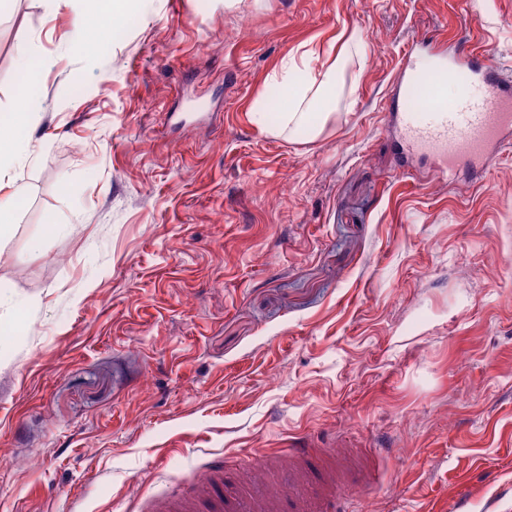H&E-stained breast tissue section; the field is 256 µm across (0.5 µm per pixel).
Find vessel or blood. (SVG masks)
<instances>
[{
  "label": "vessel or blood",
  "instance_id": "vessel-or-blood-1",
  "mask_svg": "<svg viewBox=\"0 0 512 512\" xmlns=\"http://www.w3.org/2000/svg\"><path fill=\"white\" fill-rule=\"evenodd\" d=\"M429 55L427 69L404 59L389 96V119L406 154L430 161L431 177L464 170L482 180L489 154L512 140V72L485 50L455 47L446 67L438 50ZM450 83L466 92L455 106L444 97ZM418 94L428 101L421 112L414 107ZM372 456L369 448H342L328 463L310 436H289L259 460L242 459L234 493H225L224 462L215 459L201 480H174L171 493L147 505L149 512H349L339 488L362 487L359 460Z\"/></svg>",
  "mask_w": 512,
  "mask_h": 512
}]
</instances>
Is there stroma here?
I'll return each mask as SVG.
<instances>
[{
	"label": "stroma",
	"mask_w": 512,
	"mask_h": 512,
	"mask_svg": "<svg viewBox=\"0 0 512 512\" xmlns=\"http://www.w3.org/2000/svg\"><path fill=\"white\" fill-rule=\"evenodd\" d=\"M224 2L0 0V114L42 115L0 164V512H144L295 432L376 449L356 512H512V143L478 185L386 129L417 40L512 69V0ZM352 31L319 135L256 117Z\"/></svg>",
	"instance_id": "35a3bbf8"
}]
</instances>
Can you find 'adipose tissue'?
<instances>
[{
	"label": "adipose tissue",
	"mask_w": 512,
	"mask_h": 512,
	"mask_svg": "<svg viewBox=\"0 0 512 512\" xmlns=\"http://www.w3.org/2000/svg\"><path fill=\"white\" fill-rule=\"evenodd\" d=\"M361 45L358 34H351L342 44H327L317 51H304L283 67L279 86L284 91L285 104L278 114V131L307 127L322 132L333 116L348 67L349 50ZM308 74L303 84L293 80L295 71Z\"/></svg>",
	"instance_id": "ef3b65f1"
}]
</instances>
